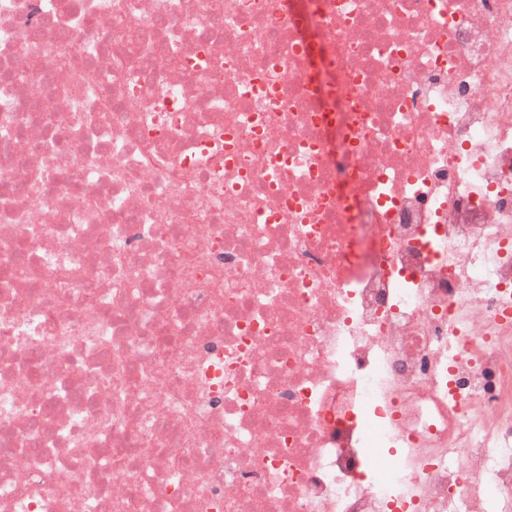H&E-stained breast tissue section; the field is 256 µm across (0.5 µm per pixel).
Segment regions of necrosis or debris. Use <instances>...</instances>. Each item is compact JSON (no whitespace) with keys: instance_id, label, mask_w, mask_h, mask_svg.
I'll use <instances>...</instances> for the list:
<instances>
[{"instance_id":"1","label":"necrosis or debris","mask_w":512,"mask_h":512,"mask_svg":"<svg viewBox=\"0 0 512 512\" xmlns=\"http://www.w3.org/2000/svg\"><path fill=\"white\" fill-rule=\"evenodd\" d=\"M0 512H512V0H0Z\"/></svg>"}]
</instances>
